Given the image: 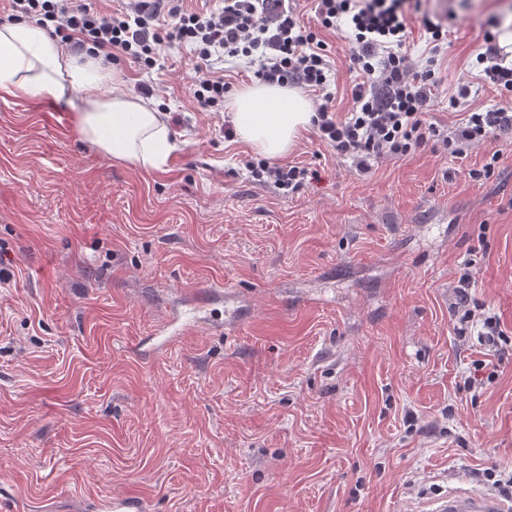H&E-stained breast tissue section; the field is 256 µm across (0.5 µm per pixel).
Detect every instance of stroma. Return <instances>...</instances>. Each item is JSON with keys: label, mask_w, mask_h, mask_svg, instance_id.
<instances>
[{"label": "stroma", "mask_w": 512, "mask_h": 512, "mask_svg": "<svg viewBox=\"0 0 512 512\" xmlns=\"http://www.w3.org/2000/svg\"><path fill=\"white\" fill-rule=\"evenodd\" d=\"M421 8L453 14L426 114L451 131L499 104L476 57L512 0ZM319 36L349 112L353 46ZM162 56L117 67L168 108L159 170L100 153L67 104L0 99V512L114 491L149 512H409L512 473V351L456 336L451 310L473 263L512 336V137L362 174L311 126L283 162L315 177L289 194L251 180L230 112L198 111L189 49ZM193 306L197 335L155 348ZM476 360L494 376L472 387Z\"/></svg>", "instance_id": "obj_1"}]
</instances>
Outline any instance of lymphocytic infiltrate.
<instances>
[{"instance_id": "lymphocytic-infiltrate-1", "label": "lymphocytic infiltrate", "mask_w": 512, "mask_h": 512, "mask_svg": "<svg viewBox=\"0 0 512 512\" xmlns=\"http://www.w3.org/2000/svg\"><path fill=\"white\" fill-rule=\"evenodd\" d=\"M321 27L347 26L357 45L354 62L358 81L352 90L353 107L338 118L331 103L329 63L317 31L301 26L287 0H224L221 7L188 9L183 0H117L103 12L88 0H6L0 6V23L31 21L40 25L60 45L70 46L106 61L132 60L143 71L153 70L162 45H189L201 63V76L192 97L201 111L224 109L228 85L213 69L224 57H260L254 76L268 84H292L321 99L312 123L321 141L350 157L358 171L372 161L403 156L428 139L439 136L452 154L490 136L512 135V106L468 113L453 135H441L426 122L435 85V72L411 70L402 48L412 20L431 43L447 37L442 19L419 11V0H316ZM254 181L285 191L297 190L307 172L293 165L252 161ZM472 271H464L454 288L456 333L466 336L469 325H479L481 342L502 351L512 338L500 319L474 305Z\"/></svg>"}]
</instances>
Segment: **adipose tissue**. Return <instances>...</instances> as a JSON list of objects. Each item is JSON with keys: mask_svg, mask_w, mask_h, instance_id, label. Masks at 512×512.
I'll use <instances>...</instances> for the list:
<instances>
[{"mask_svg": "<svg viewBox=\"0 0 512 512\" xmlns=\"http://www.w3.org/2000/svg\"><path fill=\"white\" fill-rule=\"evenodd\" d=\"M121 78L103 58L68 52L33 22L0 24V94L73 107L79 134L104 155L151 171L174 147L171 129L153 101L115 91ZM227 106L239 138L259 154L284 157L313 112L299 89L255 83Z\"/></svg>", "mask_w": 512, "mask_h": 512, "instance_id": "obj_1", "label": "adipose tissue"}]
</instances>
